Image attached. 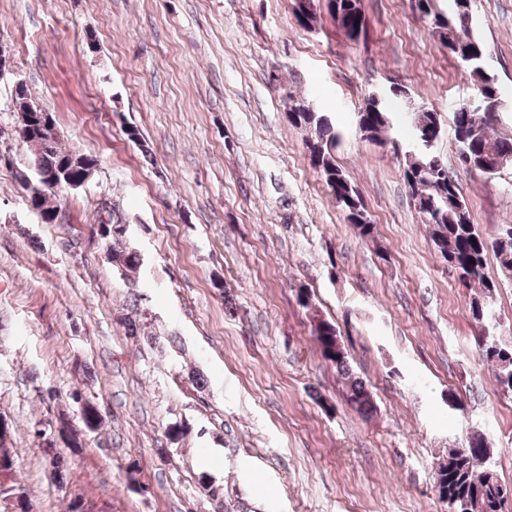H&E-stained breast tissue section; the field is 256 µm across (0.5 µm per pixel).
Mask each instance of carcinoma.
Returning <instances> with one entry per match:
<instances>
[{"label":"carcinoma","instance_id":"obj_1","mask_svg":"<svg viewBox=\"0 0 512 512\" xmlns=\"http://www.w3.org/2000/svg\"><path fill=\"white\" fill-rule=\"evenodd\" d=\"M470 2L448 0V6L444 7L440 0H410V5L413 13L428 22L433 36L443 47L449 49L465 41L473 52L469 61L460 63V74L474 89L483 90L487 109L468 112L465 101L457 102L453 109L454 142L461 166L493 180L512 166V138L498 135L499 115L489 109L498 98V88L494 75L482 66L486 49L474 33ZM326 7L349 40L357 42L366 36L360 0H326ZM293 12L298 25L305 29L317 21L315 0H293ZM13 104L20 118L16 133L36 148L33 164L46 175V185L29 191V202L44 221L50 222L58 211V206L52 204V199L57 197L53 184L85 181L96 167L97 159L62 148L54 129L42 132L40 116L34 112L29 90L14 94ZM288 119L310 130L306 149L311 165L320 173L345 221L353 226L361 240L375 241V225L359 187L335 161L334 151L341 134L327 116L313 111L291 91L288 92ZM390 121V113L369 97L357 112L355 131L365 141L382 144ZM412 122L413 129L424 133L441 129L436 112L430 109L413 113ZM405 161V184L412 201L424 207L421 215L431 229V240L437 252L456 270L459 283L474 290L469 298V311L483 330L479 358L495 369L501 394L512 398V343L494 339L488 332V324L494 320L492 300L497 285L486 276L492 255L512 281V225L493 239L485 238L472 223L469 208L439 154L430 157L407 153ZM313 333L323 359L335 365L345 380L346 403L359 415L372 416L376 411L372 395L363 379L350 369L347 350L336 327L320 321L314 325ZM80 418L81 429L65 420L60 421L58 427L62 442L72 451L84 447L86 432L97 430L102 422L98 408L89 401L82 403ZM9 437V426L0 427V471L6 474L13 472L15 464ZM489 455V443L481 434L473 435L462 448L448 449L446 462L436 468L435 489L439 499L452 506L451 512H512L504 509V501L512 494V485L503 483L493 471L481 467Z\"/></svg>","mask_w":512,"mask_h":512}]
</instances>
